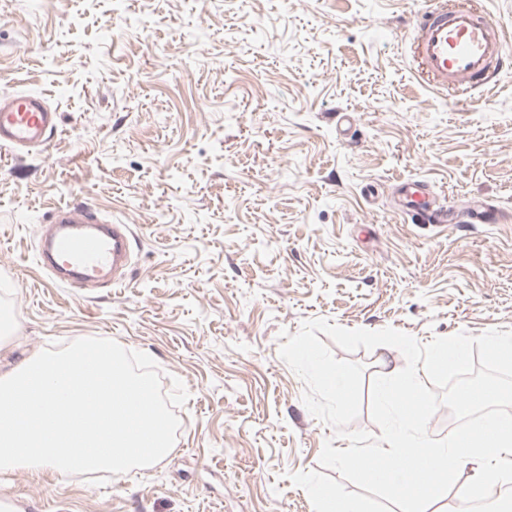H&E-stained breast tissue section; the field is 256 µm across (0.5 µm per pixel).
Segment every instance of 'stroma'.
<instances>
[{
	"instance_id": "obj_1",
	"label": "stroma",
	"mask_w": 512,
	"mask_h": 512,
	"mask_svg": "<svg viewBox=\"0 0 512 512\" xmlns=\"http://www.w3.org/2000/svg\"><path fill=\"white\" fill-rule=\"evenodd\" d=\"M0 0V94H42L48 149H0V372L56 344L116 341L189 393L168 456L123 475L0 477L25 512H313L290 476L334 430L280 358L326 319L437 336L512 330V69L475 98L425 86L402 37L431 0ZM498 224L401 215V182ZM64 204L133 232L120 288L54 284L35 231ZM361 364L372 435L374 378Z\"/></svg>"
}]
</instances>
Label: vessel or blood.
<instances>
[{"label":"vessel or blood","mask_w":512,"mask_h":512,"mask_svg":"<svg viewBox=\"0 0 512 512\" xmlns=\"http://www.w3.org/2000/svg\"><path fill=\"white\" fill-rule=\"evenodd\" d=\"M409 52L427 86L462 95L484 91L512 67V37L482 6L453 0L425 11L418 19ZM59 114L45 98L32 93L0 95V146L45 148L56 131ZM398 210L428 224H450L454 217L436 205L425 185L403 182ZM49 234L41 235L37 263L59 285L125 281L130 237L125 225L108 224L90 207L67 205L51 216Z\"/></svg>","instance_id":"vessel-or-blood-1"}]
</instances>
